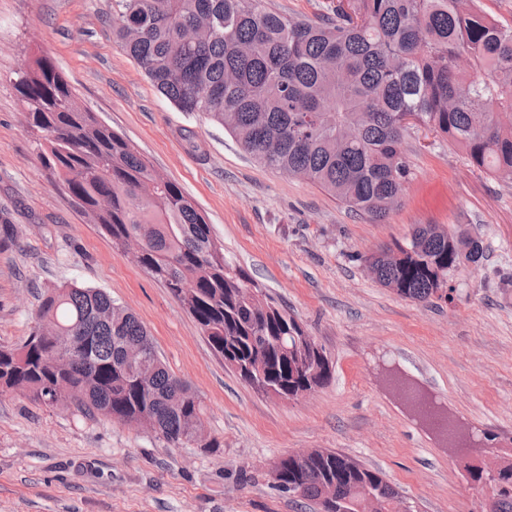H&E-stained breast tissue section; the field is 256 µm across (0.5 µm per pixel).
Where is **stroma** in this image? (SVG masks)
I'll use <instances>...</instances> for the list:
<instances>
[{"mask_svg": "<svg viewBox=\"0 0 512 512\" xmlns=\"http://www.w3.org/2000/svg\"><path fill=\"white\" fill-rule=\"evenodd\" d=\"M115 0H0V346L20 347L47 289L100 288L149 331L161 360L201 402L214 448H172L154 433L76 409L0 394V512H317L268 469L328 448L379 470L412 512H483L469 462L512 446V183L422 131L405 137L411 175L384 221L255 162L220 124L165 99L112 34ZM53 59L80 103L121 134L205 215L213 239L333 363L331 382L295 401L268 398L225 367L161 283L113 246L44 164L16 73ZM465 228L479 268L418 304L378 284L362 255L414 225ZM412 382L448 417L447 438L386 384Z\"/></svg>", "mask_w": 512, "mask_h": 512, "instance_id": "1", "label": "stroma"}]
</instances>
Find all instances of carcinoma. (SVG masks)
<instances>
[{
	"label": "carcinoma",
	"mask_w": 512,
	"mask_h": 512,
	"mask_svg": "<svg viewBox=\"0 0 512 512\" xmlns=\"http://www.w3.org/2000/svg\"><path fill=\"white\" fill-rule=\"evenodd\" d=\"M259 0H116L112 34L156 89L182 112H203L270 169L303 179L375 220L401 202L403 151L414 116L470 164L512 183V27L478 0H352L322 20H294ZM46 164L80 210L120 248L143 244L139 266L169 290L210 346L240 363L259 393L295 400L326 385L332 363L301 323L268 300L224 255L205 216L112 128L79 102L47 56L17 72ZM482 241L417 224L410 238L361 257L397 296L426 303L449 273L477 267ZM77 342L61 365L64 337ZM24 357L0 347V392L71 405L105 421L148 420L167 444L195 442L203 408L159 358L148 331L104 290L49 289ZM494 470L466 464L491 489V512H512V448ZM274 489L319 512H411L378 470L326 448L274 464Z\"/></svg>",
	"instance_id": "carcinoma-1"
}]
</instances>
